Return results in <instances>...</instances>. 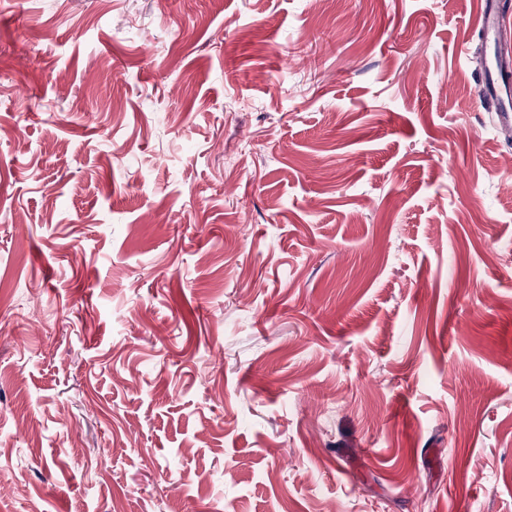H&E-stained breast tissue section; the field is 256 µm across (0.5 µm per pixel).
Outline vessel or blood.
<instances>
[{"mask_svg": "<svg viewBox=\"0 0 512 512\" xmlns=\"http://www.w3.org/2000/svg\"><path fill=\"white\" fill-rule=\"evenodd\" d=\"M504 0H483L479 30L490 58L479 74V92L483 105L493 107L497 126L504 132L512 131V106L504 103L507 80L512 79V54L502 49L501 17Z\"/></svg>", "mask_w": 512, "mask_h": 512, "instance_id": "1", "label": "vessel or blood"}]
</instances>
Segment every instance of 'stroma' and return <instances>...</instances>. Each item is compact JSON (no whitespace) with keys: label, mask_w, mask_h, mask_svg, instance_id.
Returning <instances> with one entry per match:
<instances>
[{"label":"stroma","mask_w":512,"mask_h":512,"mask_svg":"<svg viewBox=\"0 0 512 512\" xmlns=\"http://www.w3.org/2000/svg\"><path fill=\"white\" fill-rule=\"evenodd\" d=\"M480 7L0 0V512H512Z\"/></svg>","instance_id":"1"}]
</instances>
